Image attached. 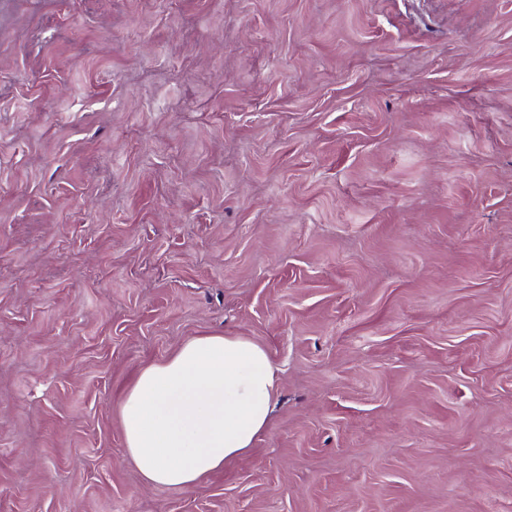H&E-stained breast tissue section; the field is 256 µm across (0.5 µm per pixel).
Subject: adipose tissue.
I'll return each mask as SVG.
<instances>
[{"label":"adipose tissue","mask_w":512,"mask_h":512,"mask_svg":"<svg viewBox=\"0 0 512 512\" xmlns=\"http://www.w3.org/2000/svg\"><path fill=\"white\" fill-rule=\"evenodd\" d=\"M268 353L243 336H198L138 373L123 397L125 448L148 483L191 488L249 450L277 395Z\"/></svg>","instance_id":"adipose-tissue-1"}]
</instances>
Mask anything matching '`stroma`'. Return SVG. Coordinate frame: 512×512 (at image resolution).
<instances>
[{"mask_svg":"<svg viewBox=\"0 0 512 512\" xmlns=\"http://www.w3.org/2000/svg\"><path fill=\"white\" fill-rule=\"evenodd\" d=\"M224 334L266 429L147 483ZM0 512H512V0H0ZM277 369L244 336H198L138 373L123 397L125 448L145 480L191 488L238 458L268 423Z\"/></svg>","mask_w":512,"mask_h":512,"instance_id":"1","label":"stroma"}]
</instances>
